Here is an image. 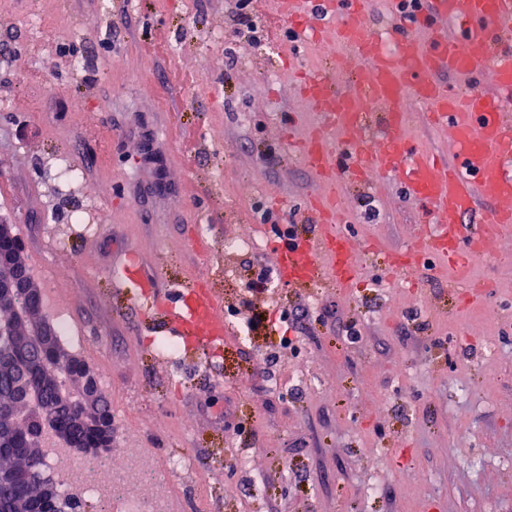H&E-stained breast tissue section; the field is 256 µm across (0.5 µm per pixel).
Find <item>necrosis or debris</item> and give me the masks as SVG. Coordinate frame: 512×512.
Wrapping results in <instances>:
<instances>
[{
  "label": "necrosis or debris",
  "mask_w": 512,
  "mask_h": 512,
  "mask_svg": "<svg viewBox=\"0 0 512 512\" xmlns=\"http://www.w3.org/2000/svg\"><path fill=\"white\" fill-rule=\"evenodd\" d=\"M45 473L53 475L60 492L79 489L96 512H172L168 485L179 463L160 469L150 451L142 449L122 466L111 456L77 459L72 448L44 443Z\"/></svg>",
  "instance_id": "4bbe7bcc"
}]
</instances>
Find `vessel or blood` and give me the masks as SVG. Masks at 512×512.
Returning <instances> with one entry per match:
<instances>
[{
  "label": "vessel or blood",
  "instance_id": "b4317fda",
  "mask_svg": "<svg viewBox=\"0 0 512 512\" xmlns=\"http://www.w3.org/2000/svg\"><path fill=\"white\" fill-rule=\"evenodd\" d=\"M371 0H278L297 41L330 27L352 54L357 75L338 88L325 72L305 75L303 92L319 117L297 145L301 162L326 183L327 195L305 203L317 231L278 250L297 283L352 280L356 265L346 214L336 205L346 181L396 178L408 194L432 204V221L392 262L396 273L423 266L426 255L447 259L455 285L467 287L470 262L490 235L512 232V127L503 96L512 94V0H424L402 27L400 0H387L394 25L374 33L364 23ZM490 75V93L452 90L440 75ZM422 105L429 128L453 133L448 159L413 147L410 115L401 100ZM140 259L127 256L112 276L150 319L167 324L186 351L203 350L224 334L215 318L219 297L196 289L171 298L140 276Z\"/></svg>",
  "mask_w": 512,
  "mask_h": 512
}]
</instances>
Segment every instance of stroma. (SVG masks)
I'll return each instance as SVG.
<instances>
[{"instance_id":"1","label":"stroma","mask_w":512,"mask_h":512,"mask_svg":"<svg viewBox=\"0 0 512 512\" xmlns=\"http://www.w3.org/2000/svg\"><path fill=\"white\" fill-rule=\"evenodd\" d=\"M236 3L0 0V217L106 375L113 461L184 460L180 512H512V235L488 240L466 290L438 258L397 284L388 262L425 209L397 180L350 184L357 277L289 282L257 208L314 231L300 207L318 178L289 149L314 120L294 68L342 87L355 70L327 35L235 36ZM62 157L80 180L61 183ZM250 234L263 249L225 254ZM130 254L162 290L206 284L250 341L158 356L166 326L110 274ZM258 265L275 286L251 296Z\"/></svg>"}]
</instances>
